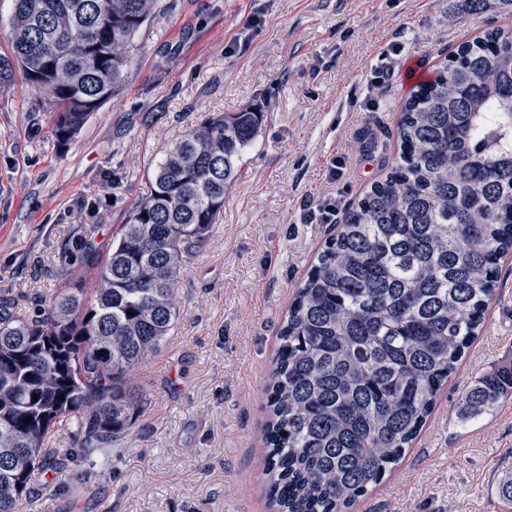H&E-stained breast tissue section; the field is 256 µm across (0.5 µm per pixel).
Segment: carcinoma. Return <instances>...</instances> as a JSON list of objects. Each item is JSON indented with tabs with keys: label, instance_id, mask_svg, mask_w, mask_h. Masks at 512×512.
<instances>
[{
	"label": "carcinoma",
	"instance_id": "1",
	"mask_svg": "<svg viewBox=\"0 0 512 512\" xmlns=\"http://www.w3.org/2000/svg\"><path fill=\"white\" fill-rule=\"evenodd\" d=\"M157 2L14 0L0 84L18 72L45 93L67 145L115 94ZM262 121L227 112L181 135L110 247L76 243L92 287L61 289L36 318L0 311V512H20L38 476L136 424L144 401L132 374L173 330L183 253L223 211ZM398 143L279 329L262 432L276 512H351L411 447L483 326L512 254V32L458 45L418 83ZM507 398L512 353L466 391L462 417ZM63 428L70 447L55 448Z\"/></svg>",
	"mask_w": 512,
	"mask_h": 512
}]
</instances>
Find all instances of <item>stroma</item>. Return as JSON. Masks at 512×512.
<instances>
[{
  "label": "stroma",
  "instance_id": "obj_1",
  "mask_svg": "<svg viewBox=\"0 0 512 512\" xmlns=\"http://www.w3.org/2000/svg\"><path fill=\"white\" fill-rule=\"evenodd\" d=\"M259 26H248L252 14ZM512 28L484 0H158L113 96L62 148L45 94L0 85V299L18 316L47 310L67 282L89 285L73 257L101 247L149 195L165 147L226 112H263L241 175L205 243L183 255L180 318L137 373L145 411L91 459L85 479L35 482L24 512H272L259 432L263 389L291 297L343 210L383 175L400 107L461 42ZM389 67L374 89L369 79ZM512 350V256L501 261L485 324L425 428L353 512H512V398L462 421L471 382Z\"/></svg>",
  "mask_w": 512,
  "mask_h": 512
}]
</instances>
